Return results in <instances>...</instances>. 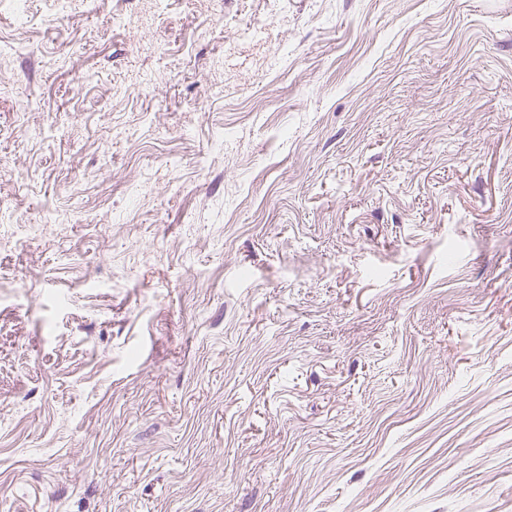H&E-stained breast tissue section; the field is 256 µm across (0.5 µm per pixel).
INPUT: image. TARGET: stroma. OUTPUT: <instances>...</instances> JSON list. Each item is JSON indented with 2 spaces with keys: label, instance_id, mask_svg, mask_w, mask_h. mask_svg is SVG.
Instances as JSON below:
<instances>
[{
  "label": "stroma",
  "instance_id": "35a3bbf8",
  "mask_svg": "<svg viewBox=\"0 0 512 512\" xmlns=\"http://www.w3.org/2000/svg\"><path fill=\"white\" fill-rule=\"evenodd\" d=\"M0 512H512V0L0 8Z\"/></svg>",
  "mask_w": 512,
  "mask_h": 512
}]
</instances>
